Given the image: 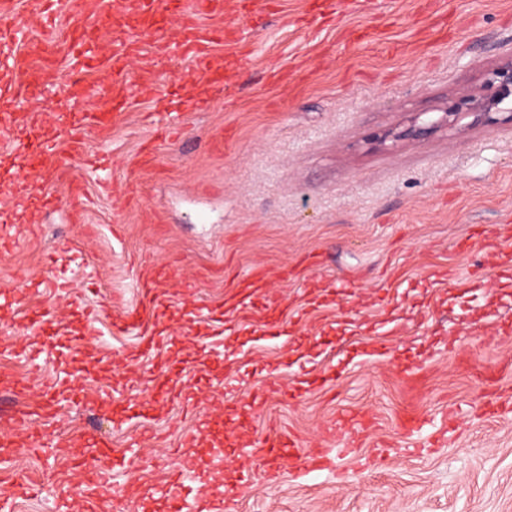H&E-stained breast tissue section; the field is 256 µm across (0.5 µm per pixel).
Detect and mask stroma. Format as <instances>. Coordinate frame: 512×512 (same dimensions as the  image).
Segmentation results:
<instances>
[{
	"instance_id": "35a3bbf8",
	"label": "stroma",
	"mask_w": 512,
	"mask_h": 512,
	"mask_svg": "<svg viewBox=\"0 0 512 512\" xmlns=\"http://www.w3.org/2000/svg\"><path fill=\"white\" fill-rule=\"evenodd\" d=\"M300 2L288 0L287 13L256 23L251 62L240 73V101L191 113L181 140L160 143L157 175L134 176L125 164L149 133L141 115L151 104H131L111 139L91 144V151L108 156L111 178H138L140 206L113 209L95 167L82 158L74 173L87 190L85 224L70 223L61 210L0 203V222L16 242L0 252V288H9L18 270L42 278L46 255L66 241L81 248L56 266L57 288L23 301L13 295L0 306V342L25 348L0 353V364L18 373L37 370L50 383L71 369L68 385L77 399L59 409L56 421L69 433H109L118 448L135 445L123 466L98 463L135 512H166L156 481L161 467L202 473L210 500H231L235 512H512V419L483 412L482 385L459 372L448 354L453 346L488 364L512 358V277L490 273L476 299L471 289L442 288L429 276L443 264L486 262L484 254L460 251L459 242L471 225L512 215V121L502 115L474 125L464 118L425 138L397 135L410 121H429L467 96L486 93L488 74L512 59V0H447L461 30L424 57L397 56L386 43L362 39L349 56L302 71V93L272 111L265 105L266 68L331 36L325 18L339 7L338 0H325L321 13L301 19ZM375 2L364 0L342 13L341 22L384 30L388 40L404 38L413 0H391L384 9ZM228 124L237 129L235 146L210 152L209 140ZM144 204L165 211L166 224L143 223ZM30 224L40 225L38 237L26 233ZM309 251L322 254L327 319H302L285 358L273 342L223 335L225 394L211 395L210 355L195 343L211 326L192 310L223 304L224 283L203 277L204 267L227 257L232 271L242 273ZM174 256L186 277L200 280L193 296L155 320L169 338L160 358L179 371L178 382L172 388L149 382L128 401L103 403L100 388H122L147 362L127 356L135 334H113L105 316L87 329L82 309L111 295L132 301L135 267ZM388 264L401 271L391 319L404 332L387 337L393 347L387 358L373 347L382 321L379 274ZM347 271L361 273L360 287L337 286L335 276ZM351 305L355 320L341 321L340 308ZM47 308L57 317L46 334L26 332L25 311ZM494 332L498 342L484 344L483 334ZM397 360H423L431 369V389L421 403L425 423L412 436L395 421L402 397ZM188 392L196 401L186 412ZM363 411L376 418L373 436L333 470H300L283 458L280 480L269 484L250 456L231 454L212 465L202 451L209 443L203 421L212 416L235 418L232 435L243 444L277 421L303 440L335 448L340 441L324 437L325 427L338 415ZM185 430L199 434L200 445L175 454ZM438 434L441 446L420 451L425 437ZM379 443L389 444L388 457L366 465ZM32 466L58 472L63 464L48 454L0 450V470H11L0 474L5 507L19 504L16 483Z\"/></svg>"
}]
</instances>
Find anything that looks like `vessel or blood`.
Masks as SVG:
<instances>
[{"label":"vessel or blood","instance_id":"vessel-or-blood-1","mask_svg":"<svg viewBox=\"0 0 512 512\" xmlns=\"http://www.w3.org/2000/svg\"><path fill=\"white\" fill-rule=\"evenodd\" d=\"M42 19H34L23 8V0H0V70L10 77L8 95L10 108L0 113V146L10 147L23 155L20 172L0 181V192L25 193L41 209L66 208L72 223L83 220L85 188L69 172L75 159L86 156L90 140L107 142L122 110L132 101L164 105L166 95L154 75L139 72L134 60L141 50H149L156 65L180 59L189 61L196 75L193 94L181 96L176 107L168 112L166 132L169 141L179 140L190 113L205 110L211 101L233 104L237 97V74L224 64V57L238 61L248 59L245 44L250 19L272 11L276 0H137L135 16L127 14V0H40ZM117 27L112 39H105L104 24ZM432 27H411L410 34L393 46L394 52L416 55L432 39ZM349 42L334 41L329 46L314 44L284 65L266 71L267 105L277 108L297 96L302 84L297 78L309 63L327 53L345 55ZM64 66L62 82L52 83L48 73ZM37 102H51L74 115L52 132H45L39 113L33 112ZM131 170L146 173L156 166L154 138L145 139L130 158ZM68 176L66 196H59L57 183ZM140 190L136 183L125 182L112 187L114 206L137 205ZM471 247L487 256H512V221L503 219L494 224L478 225ZM322 263L319 253L311 252L294 266L271 264L251 266L244 274L227 276L224 303L215 335H222L224 324L239 321L243 330L253 336L279 335L280 350H287L290 336L303 315L318 312L321 299L315 290L319 285L316 271ZM435 283L447 288H474L482 279L479 269L459 274L456 269L433 270ZM303 282L311 290L302 306L286 308L278 290L280 282ZM196 282L183 275L179 258L163 265H140L137 270L135 300L121 303L112 316L114 334L142 331L137 354L145 357L157 353L166 342L153 320L166 306L179 298L194 294ZM403 379L404 396L399 407L398 422L404 433L420 429L425 421L417 407L429 372L424 362L397 367ZM38 379L37 372L20 376L14 371L0 373V386L11 389L20 403L7 424L0 426V446L10 448L15 437L25 439L29 452L65 453L68 436L52 435L49 420L59 402L58 392L50 394V409L36 411L24 401L27 391ZM486 413L512 416V388L493 383L483 404ZM229 418H211L206 422L211 441L205 453L212 462H223L234 453L227 428ZM373 416L344 414L333 421L330 430L354 429L355 439L372 433ZM89 460L75 463L65 477L44 474V481H58L62 498L93 492L100 475L95 467L99 458L112 461L127 459L128 449L113 447L111 440L92 438ZM259 462L260 473L271 483L279 479V470L270 461L282 454L291 455L295 467H325L330 459L320 443L305 444L290 429L265 435L248 448ZM160 487L170 501L171 512H212L203 486L186 487L181 474L171 471L162 476Z\"/></svg>","mask_w":512,"mask_h":512}]
</instances>
